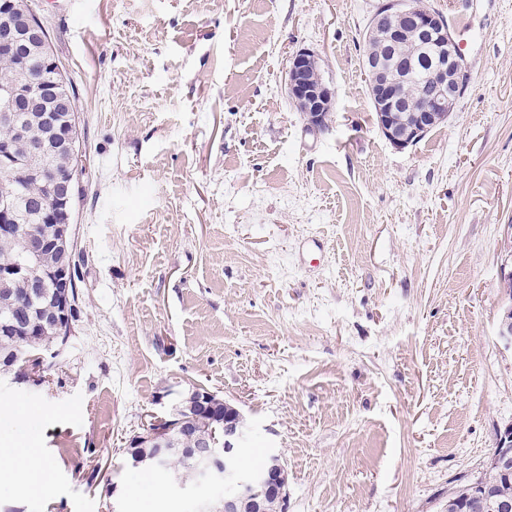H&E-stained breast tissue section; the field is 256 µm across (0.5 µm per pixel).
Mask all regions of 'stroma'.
I'll return each mask as SVG.
<instances>
[{
    "label": "stroma",
    "mask_w": 512,
    "mask_h": 512,
    "mask_svg": "<svg viewBox=\"0 0 512 512\" xmlns=\"http://www.w3.org/2000/svg\"><path fill=\"white\" fill-rule=\"evenodd\" d=\"M380 0H31L73 84L85 169L79 315L37 387L0 379V512H191L123 450L169 390L202 386L279 455L283 512H448L512 423L497 335L512 224V0H429L471 83L398 149L362 36ZM334 91L309 127L288 58ZM10 472L21 484L22 492L45 491L46 465L34 463L31 448L0 447V471Z\"/></svg>",
    "instance_id": "obj_1"
}]
</instances>
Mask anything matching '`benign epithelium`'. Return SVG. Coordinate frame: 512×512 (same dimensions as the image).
Instances as JSON below:
<instances>
[{"instance_id": "7a95c632", "label": "benign epithelium", "mask_w": 512, "mask_h": 512, "mask_svg": "<svg viewBox=\"0 0 512 512\" xmlns=\"http://www.w3.org/2000/svg\"><path fill=\"white\" fill-rule=\"evenodd\" d=\"M392 15H402L412 19L416 25L419 40L416 49L428 47L431 50V68L427 79L421 85L427 89L426 99L421 108L410 111L408 103L397 92L402 81H418L414 59L400 58L402 66L374 57L367 47L373 39H380L392 50H397L402 33L388 28L382 20ZM38 42L44 47L46 56L49 50V35L39 16L20 11L12 14L6 5H0V54H13L18 46ZM364 44V68L368 88L374 102L377 124L389 142L398 149H404L421 139L430 129L448 121L451 111L448 102L458 99L469 87L471 74L465 63L448 23L441 19L436 10L425 0H382L378 6ZM288 97L305 115L307 124L321 128L325 118L333 109L334 91L324 82L319 72L318 56L307 49L293 53L288 60ZM30 110L43 109L38 120L46 128V137L34 139L29 128L15 123L8 110L19 104ZM0 125L5 133L0 136V166L13 167L21 162L30 166V173L36 179L44 178V173L34 166V161L55 148H64L74 157L79 156L81 145L78 133V112L76 102L68 90V83L62 75L39 81L20 79L10 85L0 86ZM81 167L76 166L70 175L61 181L48 185V197L39 202L41 219L47 224L56 223L64 215L72 218V201L83 185ZM16 202L11 196L0 197V238H13L19 235L16 224ZM27 257L0 269L1 279L22 280L32 288H43L52 282L64 285L68 271L60 267L45 265L43 252L48 246L40 234L30 231L26 236ZM512 269L503 271L505 305L498 327L499 338L512 347ZM48 324L55 328L62 346L55 348L51 355L56 357L66 350L72 336L73 322L68 307L61 312H51ZM25 376L17 379L19 384L39 386L43 382L44 361L29 362L24 366ZM194 400L182 406V399L171 401V414L167 418L153 416L146 426V433L133 437L125 450L126 463L132 469L139 468V461L133 448L137 440L151 441L159 448L172 440V431L185 425L187 412L194 409L214 407L215 394L205 388H197ZM248 436V427L238 409L224 405V424L217 432L196 440V447L189 449L190 457L200 467L201 481L209 484H224V495L207 503L203 509L211 510L213 504L220 505L222 512H266L268 499H286L288 475L280 459L273 456L260 468L243 471L238 466V458ZM512 464V425L499 434L496 446L489 456L487 466L501 468Z\"/></svg>"}]
</instances>
